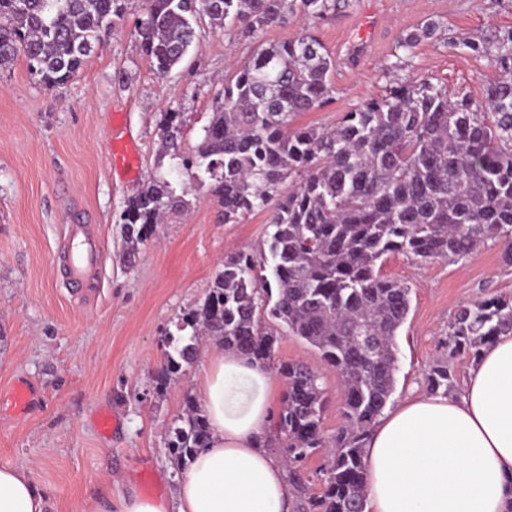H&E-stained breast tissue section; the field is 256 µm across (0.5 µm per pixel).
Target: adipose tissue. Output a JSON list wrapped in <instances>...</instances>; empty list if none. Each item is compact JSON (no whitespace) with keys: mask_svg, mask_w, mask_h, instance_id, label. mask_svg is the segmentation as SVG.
Returning <instances> with one entry per match:
<instances>
[{"mask_svg":"<svg viewBox=\"0 0 512 512\" xmlns=\"http://www.w3.org/2000/svg\"><path fill=\"white\" fill-rule=\"evenodd\" d=\"M283 386L233 350L200 379L211 443L170 499L137 494L78 512H292L284 465L261 445ZM367 512H512V336L486 346L461 395L422 394L381 418L365 444ZM24 471L0 466V512H46Z\"/></svg>","mask_w":512,"mask_h":512,"instance_id":"adipose-tissue-1","label":"adipose tissue"}]
</instances>
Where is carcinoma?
I'll list each match as a JSON object with an SVG mask.
<instances>
[{
	"label": "carcinoma",
	"instance_id": "carcinoma-1",
	"mask_svg": "<svg viewBox=\"0 0 512 512\" xmlns=\"http://www.w3.org/2000/svg\"><path fill=\"white\" fill-rule=\"evenodd\" d=\"M338 0H145L134 33L153 72L167 76L187 55L197 19L255 38L301 14L322 18ZM123 17L122 0H0V68L24 57L38 82L54 89L78 77ZM427 20L398 40L391 69L404 68ZM485 57L500 75L483 100L452 97L429 79L401 81L345 113L332 129L294 118L332 99L333 62L311 34L259 48L224 75L200 141L184 147L177 112L158 134L173 169L207 187L224 223L269 211L267 250L224 257L202 300L176 324L181 336L156 379L164 393L193 365L201 337L263 365L294 336L316 349L343 385L347 425L325 467L322 491L305 512H365V440L395 392L396 336L411 309V288L382 274L390 254L419 262L469 255L485 238L505 244L512 263V28L450 41ZM290 178L295 187L280 186ZM185 192L154 175L120 213L128 261L164 217L183 212ZM512 334V297L491 295L455 314L451 351ZM287 384L270 435L294 470L324 447L321 375L301 362H279ZM431 390L449 387L448 366L433 368ZM210 427L189 395L169 441L176 464L210 443Z\"/></svg>",
	"mask_w": 512,
	"mask_h": 512
}]
</instances>
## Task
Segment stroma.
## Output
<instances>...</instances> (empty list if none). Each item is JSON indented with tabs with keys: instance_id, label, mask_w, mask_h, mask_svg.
<instances>
[{
	"instance_id": "obj_1",
	"label": "stroma",
	"mask_w": 512,
	"mask_h": 512,
	"mask_svg": "<svg viewBox=\"0 0 512 512\" xmlns=\"http://www.w3.org/2000/svg\"><path fill=\"white\" fill-rule=\"evenodd\" d=\"M124 22L96 50L79 77L54 90L30 75L24 59L0 68V465L23 469L47 494L49 512L132 493L172 497L183 468L168 448L185 394L199 395L195 363L155 392L163 339L184 308L201 300L226 253L263 248L270 227L259 211L224 223L205 188L180 175L189 209L170 215L127 262L118 224L125 199L156 172L160 115L179 112L184 142L196 144L231 62L245 63L258 44L314 34L335 61L333 100L297 115L298 125L336 127L344 113L386 93L397 77L428 79L449 93L482 99L495 75L487 58L448 46L512 27V0H339L335 11L266 29L245 39L201 20L189 55L168 77L150 67L133 34L144 0H124ZM433 19L402 74L389 65L405 30ZM126 112L141 153L137 181L113 179L105 154L112 114ZM86 225L103 245L97 272L74 288L51 259L67 228ZM501 240L488 238L459 259L421 264L388 256L384 275L412 290L397 338L392 404L430 391L427 377L447 363L452 392L475 364L471 350L450 353V325L460 306L490 294L512 295V264ZM279 361H300L322 376V427L335 444L345 425L343 387L309 345L284 336ZM25 385L32 401L17 411L8 395ZM110 417L102 427V417Z\"/></svg>"
}]
</instances>
